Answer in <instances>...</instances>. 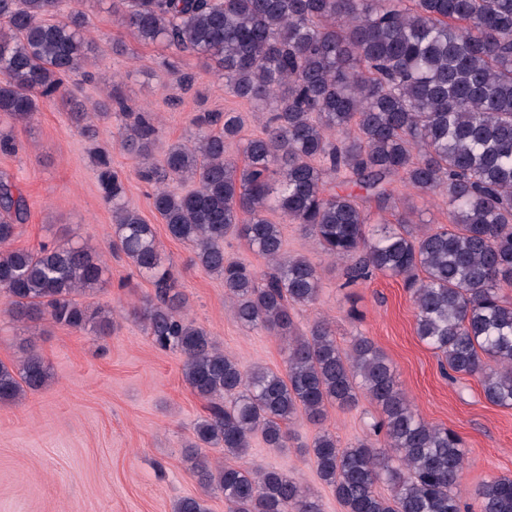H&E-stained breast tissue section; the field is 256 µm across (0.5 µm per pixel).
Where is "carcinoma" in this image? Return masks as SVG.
Returning a JSON list of instances; mask_svg holds the SVG:
<instances>
[{"label":"carcinoma","instance_id":"carcinoma-1","mask_svg":"<svg viewBox=\"0 0 512 512\" xmlns=\"http://www.w3.org/2000/svg\"><path fill=\"white\" fill-rule=\"evenodd\" d=\"M71 0H0V113L27 123L85 66L90 16ZM64 13L63 21L50 18ZM112 16L141 42L214 63L234 96L268 110L244 142V164L226 157L240 137L238 112L194 116V141L150 161L159 132L117 88L71 118L121 116L122 146L142 159L139 178L169 235L224 278L235 319L285 343L287 377L246 370L185 317V301L163 265L154 227L125 200L112 159L96 153L102 198L112 211L113 248L154 286L140 309L153 346L183 357L185 384L206 401L186 459L197 481L224 493L229 512H320L295 478L255 464H213L199 452L221 447L239 459L259 434L288 447L287 425L302 413L355 407L364 395L381 410L372 434L342 447L318 433L308 450L344 512H512V478L478 489V510L458 495L465 451L458 434L415 413L385 355L366 336L336 343L324 319L306 332L292 310L317 300L316 267L284 248L281 212L346 264L347 283L374 272L404 279L416 333L456 374L478 378L492 404L512 406V0H112ZM448 202L450 228H423L403 215L375 235L364 198L394 208L390 185ZM353 184L366 192H330ZM28 216L19 188L0 179V293L18 322L50 320L94 336L112 333L110 311L78 297L107 268L84 244L10 247ZM240 234L267 261L257 274L224 259V238ZM50 381L42 356L0 362V404ZM385 482V496L377 485Z\"/></svg>","mask_w":512,"mask_h":512}]
</instances>
